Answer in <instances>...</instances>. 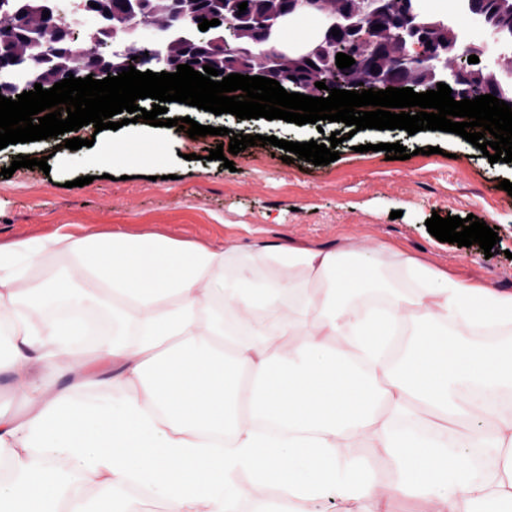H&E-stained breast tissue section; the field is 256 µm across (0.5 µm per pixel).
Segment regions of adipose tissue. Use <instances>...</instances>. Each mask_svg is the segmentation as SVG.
I'll return each instance as SVG.
<instances>
[{
	"label": "adipose tissue",
	"mask_w": 512,
	"mask_h": 512,
	"mask_svg": "<svg viewBox=\"0 0 512 512\" xmlns=\"http://www.w3.org/2000/svg\"><path fill=\"white\" fill-rule=\"evenodd\" d=\"M385 250H267L305 278L266 282L257 296L247 249L230 286L223 248L154 234L0 244V318L11 320L12 344L0 370L28 407L21 421L0 415V457L18 471L0 482V512H85L64 482L72 472L106 489L143 484L165 512H241L242 471L253 489L279 491L280 512H313L327 500L356 512L398 496L420 512L512 506V411L488 419L459 391L512 389V341L479 339L486 328H512V294L406 257L411 289L361 309L351 297L371 286ZM48 254L66 260L61 278H18L19 259L33 268ZM61 299L78 310L111 306L135 333L74 355L72 386L55 389L33 368L84 333L47 317ZM402 325L414 342L394 365L379 345ZM115 383L126 390L117 400L76 393ZM428 416V430L397 428ZM356 446L378 449L393 477L350 458Z\"/></svg>",
	"instance_id": "ef3b65f1"
}]
</instances>
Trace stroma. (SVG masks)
<instances>
[{
    "label": "stroma",
    "instance_id": "stroma-1",
    "mask_svg": "<svg viewBox=\"0 0 512 512\" xmlns=\"http://www.w3.org/2000/svg\"><path fill=\"white\" fill-rule=\"evenodd\" d=\"M169 111L199 124L228 128V135L189 138L142 122L118 130L87 125L79 138L112 139L125 152L147 158L137 178L123 169H104L93 148H65L64 136L0 149V168L17 155L47 157L49 171L20 168L0 178V243L34 241L54 233L81 237L92 232L161 234L182 243H204L234 251L254 241L274 246L345 244L389 246L375 276L383 285H402L393 255L413 257L430 268L498 292L512 293V196L498 187L512 181L511 163H489L461 136L433 131L351 132L342 122L297 125L280 119L242 120L178 102ZM340 132L338 159L328 165L285 163L284 151L254 146L234 155L233 169L208 160L231 134H259L293 142L324 143ZM401 143L407 160L387 159L382 143ZM371 151H364V144ZM87 176L88 185L75 186ZM400 218H393V211ZM491 219L500 237L497 253L485 257L479 245L438 241L425 225L432 215Z\"/></svg>",
    "mask_w": 512,
    "mask_h": 512
}]
</instances>
